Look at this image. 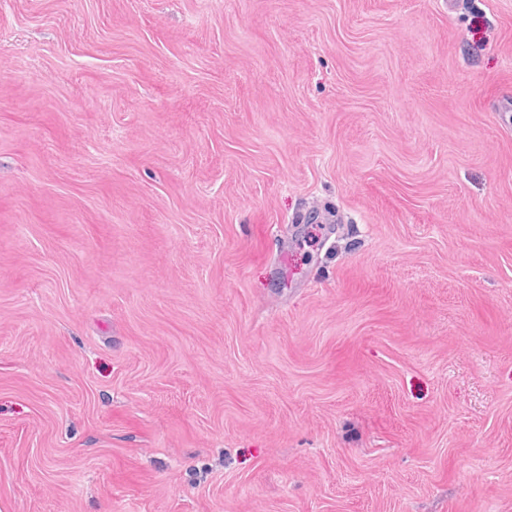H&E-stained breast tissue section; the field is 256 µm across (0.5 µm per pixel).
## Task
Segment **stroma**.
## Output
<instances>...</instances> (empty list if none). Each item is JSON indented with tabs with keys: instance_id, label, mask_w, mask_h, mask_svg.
Masks as SVG:
<instances>
[{
	"instance_id": "obj_1",
	"label": "stroma",
	"mask_w": 512,
	"mask_h": 512,
	"mask_svg": "<svg viewBox=\"0 0 512 512\" xmlns=\"http://www.w3.org/2000/svg\"><path fill=\"white\" fill-rule=\"evenodd\" d=\"M0 512H512V0H0Z\"/></svg>"
}]
</instances>
